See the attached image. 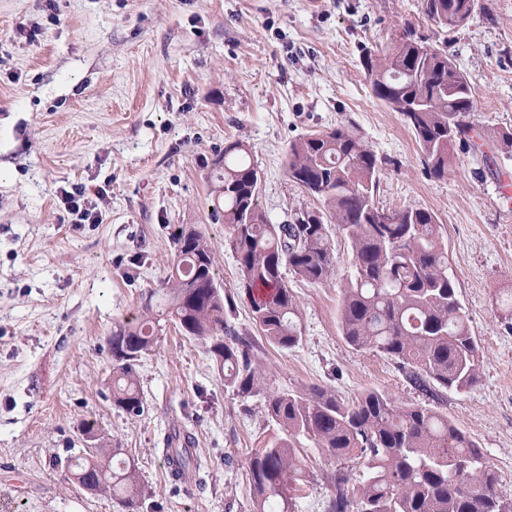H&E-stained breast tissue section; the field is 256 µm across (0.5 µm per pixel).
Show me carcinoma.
Returning a JSON list of instances; mask_svg holds the SVG:
<instances>
[{
  "label": "carcinoma",
  "mask_w": 512,
  "mask_h": 512,
  "mask_svg": "<svg viewBox=\"0 0 512 512\" xmlns=\"http://www.w3.org/2000/svg\"><path fill=\"white\" fill-rule=\"evenodd\" d=\"M435 24L453 32L472 14L474 0H421ZM361 66L378 100L399 113L412 132L429 175L448 176L454 143L472 129V84L448 53L406 34L381 54L367 51ZM378 156L358 131L339 125L310 133L288 147L286 175L319 208L291 224H271L259 203L261 174L239 140L224 144L212 164V215L229 229L238 283L252 320L269 344L283 350L303 339L290 271L317 284L334 273L329 225L346 240L352 265L339 303V328L348 345L398 364L415 390L432 400L466 392L479 381L482 352L457 298L441 225L425 208L393 209L381 224L375 199ZM171 273L158 308L146 318L115 326L112 401L130 416L144 411L137 383L142 355L157 339L159 312L178 331L204 343L224 371V385L242 396L265 395L266 413L281 434L248 459L253 512H295L289 495L302 473L299 449L316 448L331 461L356 460L357 485L334 476L329 512H512L486 454L435 406L400 405L380 391L351 403L311 386L270 393L249 341L235 335L226 314L234 296L218 280L211 245L196 226L170 233ZM165 456L188 475L197 460L188 432L170 435ZM118 448H97L67 464L78 484L92 483L123 512H139L142 494L131 464Z\"/></svg>",
  "instance_id": "obj_1"
}]
</instances>
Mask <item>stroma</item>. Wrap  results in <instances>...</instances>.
I'll return each mask as SVG.
<instances>
[{
	"label": "stroma",
	"mask_w": 512,
	"mask_h": 512,
	"mask_svg": "<svg viewBox=\"0 0 512 512\" xmlns=\"http://www.w3.org/2000/svg\"><path fill=\"white\" fill-rule=\"evenodd\" d=\"M413 33L447 51L473 87V129L456 166L430 177L399 113L378 101L364 51ZM354 126L379 156L376 200L423 207L442 226L458 298L482 351L480 379L448 392L444 413L512 477V0H475L464 27L441 31L421 0H0V512H119L68 480L84 422L121 449L143 488L140 512H251L247 460L278 432L265 398L240 397L204 345L165 324L137 368L146 404L112 402L109 338L143 312L169 271L170 229L201 227L226 291L238 288L223 223L210 217L211 168L228 141L261 173L270 223L317 208L285 173L289 145ZM85 187L101 221L70 223L57 193ZM105 196H98V189ZM331 280L289 278L303 340L269 345L238 297L229 323L256 345L269 389L321 386L351 401L367 390L426 404L397 364L358 351L338 321L350 247L331 235ZM194 438L198 465L172 484L162 448ZM296 512H325L331 475L358 482L354 462L301 449Z\"/></svg>",
	"instance_id": "1"
}]
</instances>
